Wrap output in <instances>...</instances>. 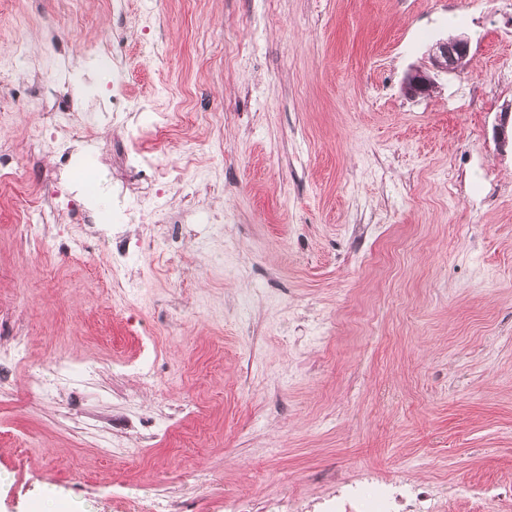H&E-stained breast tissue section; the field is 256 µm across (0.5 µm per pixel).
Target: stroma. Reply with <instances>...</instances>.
<instances>
[{
	"label": "stroma",
	"instance_id": "1",
	"mask_svg": "<svg viewBox=\"0 0 512 512\" xmlns=\"http://www.w3.org/2000/svg\"><path fill=\"white\" fill-rule=\"evenodd\" d=\"M460 35L467 69L406 97ZM48 75L91 115L62 194L133 242L155 183L102 147L188 113L147 144L184 222L126 288L109 238L35 254L0 200V353L31 352L0 366V512H334L379 483L395 512H512V0H0V147L24 161ZM434 82L431 76L423 71L415 70L407 74L403 90L410 98H421L429 95Z\"/></svg>",
	"mask_w": 512,
	"mask_h": 512
}]
</instances>
